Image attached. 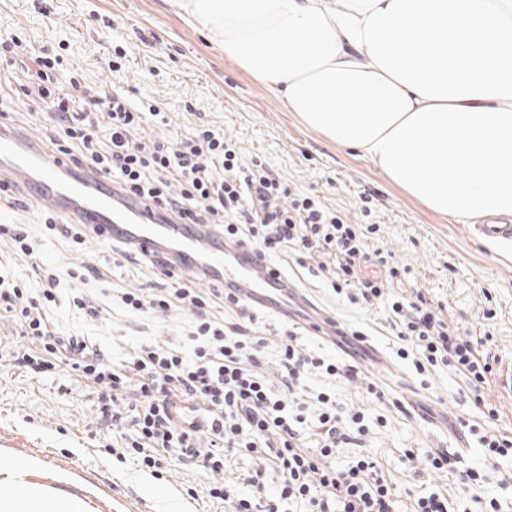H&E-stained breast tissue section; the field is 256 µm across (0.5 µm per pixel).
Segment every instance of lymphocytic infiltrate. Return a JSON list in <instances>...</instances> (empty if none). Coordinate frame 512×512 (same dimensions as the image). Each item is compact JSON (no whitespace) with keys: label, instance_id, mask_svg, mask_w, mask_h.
I'll return each instance as SVG.
<instances>
[{"label":"lymphocytic infiltrate","instance_id":"1","mask_svg":"<svg viewBox=\"0 0 512 512\" xmlns=\"http://www.w3.org/2000/svg\"><path fill=\"white\" fill-rule=\"evenodd\" d=\"M15 38H0L7 54L0 71V101L46 103V144L51 153L108 177L113 190L134 195L142 207L171 224H203L225 242L244 244L271 265L292 260L339 299L362 308L384 307L399 344L397 358L418 375L446 367L465 380L472 404L489 419L498 411L486 399L495 376L489 337H474L448 317L446 307L419 288L406 287L410 270L378 247L376 224H354L318 198L293 190L269 168L243 165L236 143L206 124L186 134L144 139L143 113L158 105L133 103L124 91H106L71 79L57 85L50 57L16 52ZM149 262L164 288L122 293L123 307L150 314L184 307L192 316L191 353L140 346L114 364L91 337L60 333L50 316L59 297L56 268L44 269L42 286L0 279V317L17 321L26 344L16 367L38 374L67 366L78 383L96 393L94 423L119 436L120 454L158 469L173 458L211 477L208 494L231 512H280L281 503L305 512H456L447 495L430 492L401 507L378 456L370 448L363 409L338 408L328 391L309 392L318 372L356 381L359 366L306 352L296 331L279 345V384L258 371L264 339L249 306L231 288L206 296L174 279L165 255ZM237 313L221 323L215 300ZM246 449L258 464L245 477L253 496H238L224 473L228 460ZM357 454L337 466L340 449ZM280 476L276 499L264 500L267 469Z\"/></svg>","mask_w":512,"mask_h":512}]
</instances>
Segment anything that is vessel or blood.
Returning a JSON list of instances; mask_svg holds the SVG:
<instances>
[{
    "instance_id": "b4317fda",
    "label": "vessel or blood",
    "mask_w": 512,
    "mask_h": 512,
    "mask_svg": "<svg viewBox=\"0 0 512 512\" xmlns=\"http://www.w3.org/2000/svg\"><path fill=\"white\" fill-rule=\"evenodd\" d=\"M0 171L7 173L9 184L25 186L34 199L78 219L95 238L122 240L146 253L170 255L179 270L239 288L250 307L278 308L291 289L248 247L225 243L201 226L176 228L150 217L135 201L107 186L105 177L68 170L59 158L2 128Z\"/></svg>"
}]
</instances>
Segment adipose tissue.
Listing matches in <instances>:
<instances>
[{"label": "adipose tissue", "mask_w": 512, "mask_h": 512, "mask_svg": "<svg viewBox=\"0 0 512 512\" xmlns=\"http://www.w3.org/2000/svg\"><path fill=\"white\" fill-rule=\"evenodd\" d=\"M189 22L430 210L512 215V0H184ZM9 472L0 512H43Z\"/></svg>", "instance_id": "obj_1"}]
</instances>
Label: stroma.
<instances>
[{
    "label": "stroma",
    "instance_id": "stroma-1",
    "mask_svg": "<svg viewBox=\"0 0 512 512\" xmlns=\"http://www.w3.org/2000/svg\"><path fill=\"white\" fill-rule=\"evenodd\" d=\"M180 3L0 0V32L15 33L25 51H55L62 62L61 88H69L77 70L86 84L121 87L136 102L156 101L166 121L147 118L144 137H168L201 121L212 124L237 142L243 164L260 162L291 187L323 196L351 221L380 225V246L408 266L412 285L427 289L464 328L489 334L497 368L512 367V244L486 242L475 225L427 209L354 150L305 128L281 98L225 56L214 36L190 24ZM116 44L128 54L121 71L113 73L104 62ZM51 216L64 219L45 205H21L15 194H0V225L41 224ZM85 263L100 271L94 289L104 304L103 317L91 322L73 311L68 297L81 283L65 276L52 314L59 331L92 337L116 364L146 343L188 349V311L138 316L119 305L121 293L154 286L157 276L145 262L127 260L91 236L79 246L58 236L39 238L28 257L0 235V273L22 274L34 289L41 283V266ZM290 276L308 313L319 311L365 332L369 348L380 356L376 362L360 360L359 366L366 382L384 391L385 401L368 395L366 382L344 384L314 373L306 385L312 392L335 391L337 404L358 405L368 419L386 417V426L374 428L371 446L398 500L442 492L457 512H479L482 501L492 497L512 501V462L486 459L479 448L474 435L489 422L470 402L466 383L443 367L420 384L412 369L392 356L397 338L384 309L350 306L318 280L297 270ZM256 323L266 339L261 371L278 381L279 344L288 321L262 311ZM23 343L16 323L0 320V471L22 472L52 496L81 500L86 512H229L208 497L210 479L203 471L172 460L154 474L133 459L107 453L91 426L95 393L62 368L39 377L21 374L11 352ZM393 398L409 403L410 413L388 408ZM458 419L466 428L455 427ZM438 448L459 457L460 470L478 471L483 482L468 488L446 471L425 467V456ZM408 449L415 462L405 461Z\"/></svg>",
    "mask_w": 512,
    "mask_h": 512
}]
</instances>
